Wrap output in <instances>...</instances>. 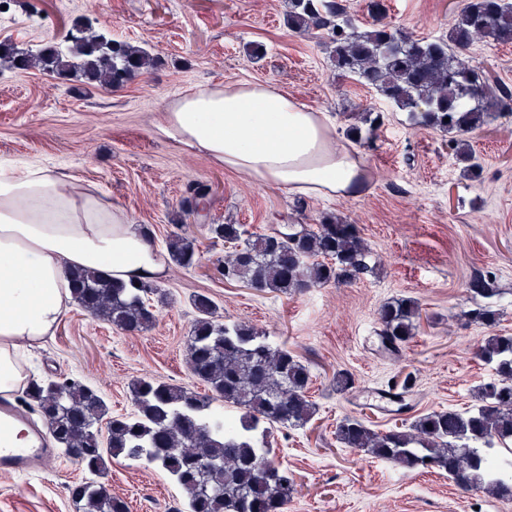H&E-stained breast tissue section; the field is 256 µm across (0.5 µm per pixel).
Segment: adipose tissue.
<instances>
[{
	"mask_svg": "<svg viewBox=\"0 0 512 512\" xmlns=\"http://www.w3.org/2000/svg\"><path fill=\"white\" fill-rule=\"evenodd\" d=\"M158 131L293 195L343 198L359 188V160L325 113L267 83L195 87L166 104ZM76 269L150 282L165 266L138 226L93 187L38 163L0 166V395L18 390L26 353L61 322Z\"/></svg>",
	"mask_w": 512,
	"mask_h": 512,
	"instance_id": "adipose-tissue-1",
	"label": "adipose tissue"
}]
</instances>
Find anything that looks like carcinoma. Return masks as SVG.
Masks as SVG:
<instances>
[{"label":"carcinoma","mask_w":512,"mask_h":512,"mask_svg":"<svg viewBox=\"0 0 512 512\" xmlns=\"http://www.w3.org/2000/svg\"><path fill=\"white\" fill-rule=\"evenodd\" d=\"M288 25L301 34L327 32L336 70L374 87L385 99L409 112L414 124L459 136L457 156L470 159L463 136L492 114L488 100L512 112V90L490 88L465 56L477 37L512 42V3L471 0L448 34L416 38L387 25L359 32L337 0H291ZM78 63L51 48L43 61L53 71L71 67L113 87L152 65L153 58L129 43L95 35L73 40ZM346 136L363 146L382 125L379 112H364ZM211 232L228 245L224 279L259 291L290 294L317 285L347 283L367 269L370 251L360 230L335 217L316 226L285 224L268 233H247L242 224H213ZM170 257L193 267L201 255L193 243L174 234ZM72 296L90 313L118 330L135 332L155 320L148 283L117 282L99 270H78ZM198 318L187 338L190 369L209 387L203 396L181 386L142 377L131 383L134 410L106 417L102 396L74 378L61 382L31 378L22 402L46 421L48 433L65 445L66 456L80 464L85 480L69 487L76 512H128L126 501L99 481L106 458L123 455L166 473L184 492L185 502L169 512H288L295 481L270 455L267 437L281 427H304L313 418L311 375L288 349L274 347L265 334L244 322H219L205 294L193 299ZM421 309L411 299L387 302L379 309L385 350L398 356L416 336ZM492 365L480 404L465 410L431 411L406 431L399 425L378 431L346 416L336 425V441L409 468L430 459L434 468L464 489L484 490L512 499V476L498 471L489 450L512 443V336L490 335L478 352ZM224 401L240 410L227 422L211 409ZM271 471L274 477L259 476Z\"/></svg>","instance_id":"obj_1"}]
</instances>
